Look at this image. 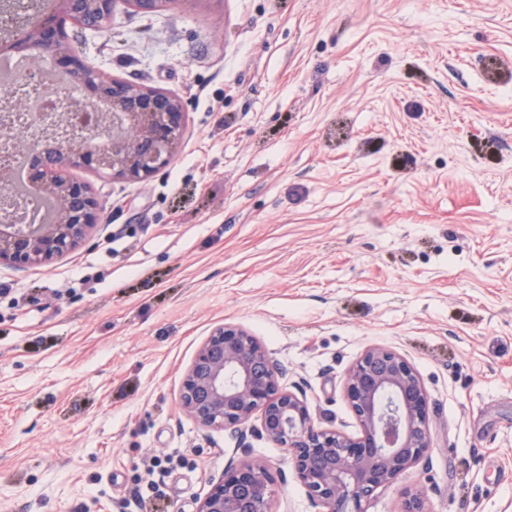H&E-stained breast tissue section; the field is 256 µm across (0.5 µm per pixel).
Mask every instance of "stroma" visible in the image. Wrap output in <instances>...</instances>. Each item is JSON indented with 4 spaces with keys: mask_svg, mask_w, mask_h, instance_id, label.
<instances>
[{
    "mask_svg": "<svg viewBox=\"0 0 512 512\" xmlns=\"http://www.w3.org/2000/svg\"><path fill=\"white\" fill-rule=\"evenodd\" d=\"M87 66L179 96L144 182L44 267L0 265V512H196L251 458L269 512H314L283 448L179 410L211 329L243 326L353 435L371 346L406 357L433 447L367 512H512V0H172L66 23Z\"/></svg>",
    "mask_w": 512,
    "mask_h": 512,
    "instance_id": "35a3bbf8",
    "label": "stroma"
}]
</instances>
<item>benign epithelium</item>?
<instances>
[{
  "instance_id": "benign-epithelium-1",
  "label": "benign epithelium",
  "mask_w": 512,
  "mask_h": 512,
  "mask_svg": "<svg viewBox=\"0 0 512 512\" xmlns=\"http://www.w3.org/2000/svg\"><path fill=\"white\" fill-rule=\"evenodd\" d=\"M138 13H156L169 0H53L50 11L0 41L22 49L36 44L52 59L60 79L96 87L112 103V120L93 111L95 99L80 108L92 122L86 141L64 133L44 150L41 134L23 148L34 154L41 190L56 199L48 224H0V263L17 269L45 266L82 245L102 223L103 205L86 183L68 175L87 168L114 180L141 182L166 167L188 121L180 97L163 89L109 77L85 66L62 32L69 19L98 31L112 19L116 2ZM286 370L267 347L242 326H216L185 372L179 408L197 427L234 435L249 448L255 432L286 449L296 477L316 512H367L375 491L397 484L432 448L429 393L415 367L398 352L373 346L347 369L343 397L360 431L350 436L316 424L305 395L286 389ZM196 512H268L275 493L267 465L243 460L209 480ZM401 512H429L423 491H404Z\"/></svg>"
}]
</instances>
